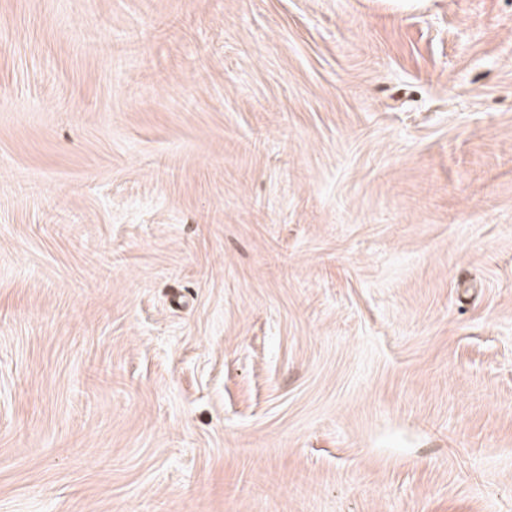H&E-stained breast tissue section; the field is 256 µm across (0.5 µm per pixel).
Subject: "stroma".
Instances as JSON below:
<instances>
[{
  "label": "stroma",
  "mask_w": 512,
  "mask_h": 512,
  "mask_svg": "<svg viewBox=\"0 0 512 512\" xmlns=\"http://www.w3.org/2000/svg\"><path fill=\"white\" fill-rule=\"evenodd\" d=\"M0 512H512V0H0Z\"/></svg>",
  "instance_id": "stroma-1"
}]
</instances>
